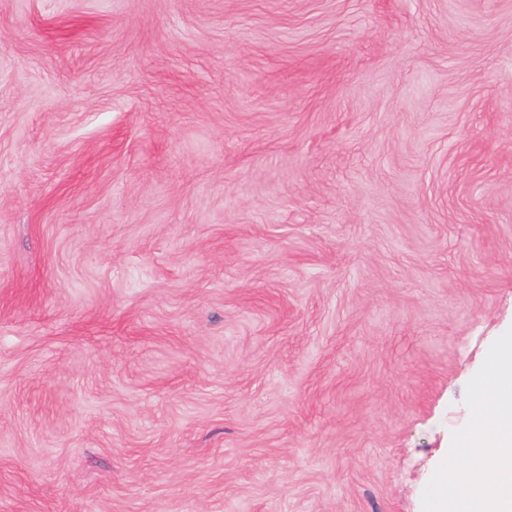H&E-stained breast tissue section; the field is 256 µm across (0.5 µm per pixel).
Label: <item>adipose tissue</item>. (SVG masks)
I'll use <instances>...</instances> for the list:
<instances>
[{"instance_id": "1", "label": "adipose tissue", "mask_w": 512, "mask_h": 512, "mask_svg": "<svg viewBox=\"0 0 512 512\" xmlns=\"http://www.w3.org/2000/svg\"><path fill=\"white\" fill-rule=\"evenodd\" d=\"M477 416L433 478L432 512H512V345L475 389Z\"/></svg>"}]
</instances>
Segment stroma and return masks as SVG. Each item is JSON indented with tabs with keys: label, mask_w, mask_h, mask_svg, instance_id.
<instances>
[{
	"label": "stroma",
	"mask_w": 512,
	"mask_h": 512,
	"mask_svg": "<svg viewBox=\"0 0 512 512\" xmlns=\"http://www.w3.org/2000/svg\"><path fill=\"white\" fill-rule=\"evenodd\" d=\"M512 336V0H0V512H430Z\"/></svg>",
	"instance_id": "35a3bbf8"
}]
</instances>
